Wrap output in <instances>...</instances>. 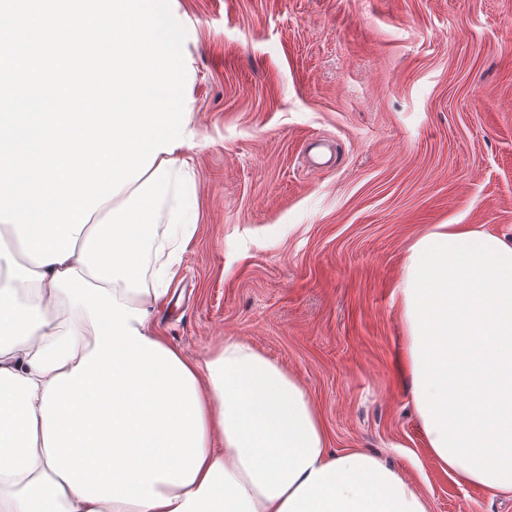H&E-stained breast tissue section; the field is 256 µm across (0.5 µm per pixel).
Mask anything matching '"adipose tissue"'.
Here are the masks:
<instances>
[{"mask_svg": "<svg viewBox=\"0 0 512 512\" xmlns=\"http://www.w3.org/2000/svg\"><path fill=\"white\" fill-rule=\"evenodd\" d=\"M185 152L100 205L64 262L0 223V512H431L375 455L329 452L305 389L246 342L191 359L162 336L199 218ZM394 294L427 448L512 494V239L435 225Z\"/></svg>", "mask_w": 512, "mask_h": 512, "instance_id": "obj_1", "label": "adipose tissue"}]
</instances>
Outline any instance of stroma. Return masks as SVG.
I'll return each mask as SVG.
<instances>
[{
    "label": "stroma",
    "instance_id": "obj_1",
    "mask_svg": "<svg viewBox=\"0 0 512 512\" xmlns=\"http://www.w3.org/2000/svg\"><path fill=\"white\" fill-rule=\"evenodd\" d=\"M200 215L154 318L292 374L330 450L361 448L432 512H512L459 483L417 417L393 289L437 224L512 236V0H176Z\"/></svg>",
    "mask_w": 512,
    "mask_h": 512
}]
</instances>
